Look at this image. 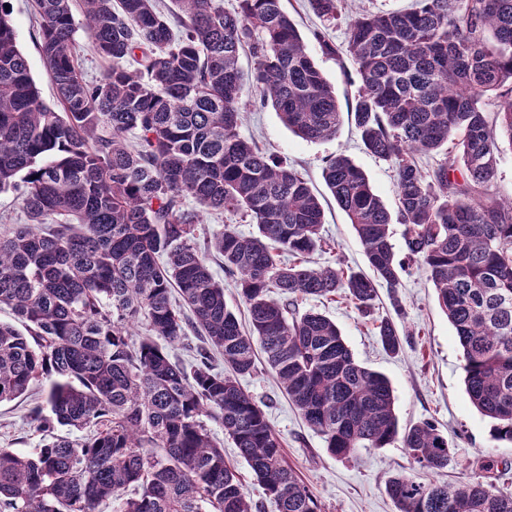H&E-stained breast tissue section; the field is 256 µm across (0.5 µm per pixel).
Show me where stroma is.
Returning <instances> with one entry per match:
<instances>
[{"instance_id":"stroma-1","label":"stroma","mask_w":512,"mask_h":512,"mask_svg":"<svg viewBox=\"0 0 512 512\" xmlns=\"http://www.w3.org/2000/svg\"><path fill=\"white\" fill-rule=\"evenodd\" d=\"M414 3L415 0H347L341 16L327 24L310 12L307 0H283L308 52L334 87L344 109L350 107L356 91L352 61L347 58L340 62L322 54L315 31H324L342 47L356 12L406 9ZM8 5L19 46L29 60L40 95L47 104H54L56 89L44 67L39 31L33 21L34 0H8ZM239 133L287 160L320 197L325 211L322 236L327 248L314 253L316 265L366 270L360 241L327 188L323 167L330 157L347 155L365 172L392 211L397 208L395 176L390 162L365 151L350 117H343L335 138L308 142L288 130L272 108L256 106L245 112ZM398 295L402 305L398 311L390 304L388 289L382 287L368 316L341 295L332 300H300L296 312H319L335 321L354 357L390 380L400 427L429 421L439 428L451 448L447 468L435 473L421 469L398 442L381 449H358L348 459L335 457L327 451L323 438L289 403L265 360H258L256 372L240 379L241 386L261 405L269 423L280 434L289 465L317 498L323 512H397L385 485L399 473L441 484L490 482L501 490L512 491V443L496 440L491 421L469 400L461 349L453 327L438 306L432 281L416 264H409L401 275ZM384 318L395 319L400 329L409 334L398 354L387 353L377 335L376 326ZM31 407V400L24 398L0 403V448L31 453L40 446L42 435L28 417Z\"/></svg>"}]
</instances>
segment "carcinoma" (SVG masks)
<instances>
[{
	"label": "carcinoma",
	"instance_id": "obj_1",
	"mask_svg": "<svg viewBox=\"0 0 512 512\" xmlns=\"http://www.w3.org/2000/svg\"><path fill=\"white\" fill-rule=\"evenodd\" d=\"M172 4L165 14L153 0H80L89 46L111 62L91 84L75 64L72 0H36L52 107L0 0V193L20 192L27 216L0 233V307L28 332L0 322V402L47 380L29 418L50 436L30 454L0 448V512H100L109 500L114 512H262L207 419L224 427L275 512H322L239 383L259 349L332 455L399 440L426 471L447 467L448 438L430 422L400 430L389 379L355 359L334 321L290 319L269 298L343 294L367 314L382 281L399 311L404 270L390 211L343 154L326 160L323 178L373 275L311 266L324 243L320 201L297 170L239 134L245 45L260 105L288 129L323 141L341 125L335 90L282 0H238L233 11L219 0ZM309 5L329 21L344 0ZM316 39L355 65L350 115L365 150L395 167L408 259L455 330L470 402L495 439L512 442V199L488 192L499 141L512 146V98L492 117L485 111L512 84V0H418L352 18L344 52L321 32ZM449 144L448 160L425 174L415 156ZM187 197L256 227L244 236L226 224L211 240L236 276L247 330L196 242L200 215L184 208ZM142 316L152 335L135 343ZM189 325L208 348L188 369L165 345L182 343ZM377 329L384 350L399 353L395 323ZM59 427L93 433L75 442L54 434ZM386 493L398 512H512L511 491L479 481L397 474Z\"/></svg>",
	"mask_w": 512,
	"mask_h": 512
}]
</instances>
